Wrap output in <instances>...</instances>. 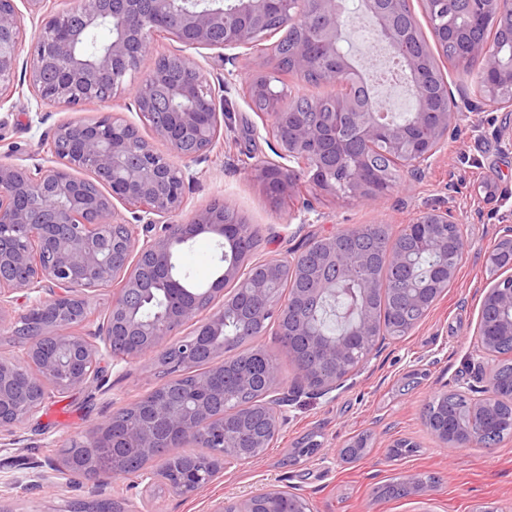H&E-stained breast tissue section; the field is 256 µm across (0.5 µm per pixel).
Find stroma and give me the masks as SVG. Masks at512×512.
<instances>
[{
    "mask_svg": "<svg viewBox=\"0 0 512 512\" xmlns=\"http://www.w3.org/2000/svg\"><path fill=\"white\" fill-rule=\"evenodd\" d=\"M203 75L223 83L217 107L224 110L215 148L194 163L195 178L186 186L188 221L214 202L235 208L258 231L260 247L250 260L259 263L303 250L317 237L356 224H386L400 231L426 208H447L462 219L465 254L455 280L427 315L405 336L385 337L378 350L335 392L313 395L299 388L298 371L280 347L274 331L255 341L277 357L290 400L276 441L252 464L225 471L222 479L195 495L180 497L167 489L146 494L136 475L110 479L107 487L54 473L51 484L33 486V466L50 467L57 451L80 435L132 405L163 383L153 357L131 363H106L102 382L68 392H53L36 421L20 426L14 439L0 440V505L8 512H71L79 502L121 499L125 512H212L222 499L243 497L270 486H285L305 498L311 512H471L474 504L512 507V438L494 449L445 448L422 419L434 396L478 385L490 364L479 353L474 331L483 290L491 280L487 254L512 226V115L479 104L475 77L437 56L460 110L457 127L445 149L424 170L412 189L396 188L378 201L313 198L304 210L301 197L274 204L254 180L255 165L275 160L280 144L270 136L266 114L253 111L245 80L255 68L253 56L233 57L222 49H198ZM142 71L128 75L111 100L79 110L37 106L30 88L0 104V161L36 169L48 156L56 127L71 120L110 115L132 125L140 120L134 103ZM221 250L212 235L202 234L182 247L178 261L197 282L210 285ZM366 454L342 460L339 450L358 437ZM406 438L415 452L393 460V440ZM306 456H297V449ZM431 475L430 495L378 499L375 491L402 473Z\"/></svg>",
    "mask_w": 512,
    "mask_h": 512,
    "instance_id": "stroma-1",
    "label": "stroma"
}]
</instances>
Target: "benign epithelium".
Returning <instances> with one entry per match:
<instances>
[{"label": "benign epithelium", "instance_id": "benign-epithelium-1", "mask_svg": "<svg viewBox=\"0 0 512 512\" xmlns=\"http://www.w3.org/2000/svg\"><path fill=\"white\" fill-rule=\"evenodd\" d=\"M408 0H361L362 10L371 19L380 39L395 53L405 33L399 25L402 5ZM465 22L452 17L444 24L432 23L431 35L438 44L448 43V33L458 38L462 61L478 76L480 99L495 110L512 112V54L505 56L480 36L460 37L466 30L480 31L491 25L512 31V0H467ZM280 9L283 22L306 26L314 24L322 32L315 42L300 41L293 49L294 67L307 72L319 68L346 87L336 96L338 120L319 129L304 121L293 125L292 136L282 145L279 160L254 168V178L268 188L271 197L296 196L303 186L287 173L305 165V157H325L329 163L308 171V186L317 195L336 196V168L346 170V187L351 200L367 201L388 195L381 180L368 163V152L383 142L396 156L398 167L414 179L441 149L448 133L456 128L458 112L448 100V83L436 79L424 53L403 54L410 81L407 91L415 100L410 122H385L379 108L363 104L350 89L362 81L354 73L346 55L338 49L344 10L341 0H80L78 5L57 13L40 24L33 35V54L28 82L37 104L68 108L103 102L100 78L112 81L111 89L122 86L126 77L141 63L152 65L138 85L135 95L139 118L155 139L168 146L169 153L156 151L153 143L130 124L104 116L95 121L65 122L53 135L48 165L37 168L33 176L20 166L0 162V330L16 333L20 321L9 316L12 305L24 301L27 310L21 318L40 322V333L27 343L23 360L0 356V433L32 419L48 398L47 385L75 389L102 377L103 353H113L116 341L131 347L130 354L113 357L122 362L145 355H161L177 349L171 359L177 369L190 370L202 356L209 359L205 373H192L195 396L179 398L177 384L170 382L145 403H135L134 411L144 420L124 430L107 420L85 436L74 438L69 447L87 444L104 448H132L148 459H160L159 471L173 476L178 469L163 455L167 447L162 435L182 444H194L204 429L215 423L213 403L224 400V311L233 302L229 297L212 307L224 283L240 278L243 264L230 263L221 277L201 296L183 292L174 275V248L200 234L226 237L224 204L197 210L186 222L173 217L185 205L186 169L211 149L218 137L220 113L216 95L201 78L199 61L189 54L156 57L154 37L169 35L190 49H254L256 35L271 29L274 9ZM108 26L111 38L84 58L80 44L92 33ZM24 28L15 0H0V97L14 89ZM264 72L256 71L247 83L250 96L269 93ZM194 141L199 150L183 152V145ZM91 172L96 181L106 184V195L91 187V181L74 172ZM137 213L142 225L118 219L114 201ZM423 231L430 240L428 251L440 257L437 273L424 286L407 296L414 308H431L442 284L452 281L465 247L460 220L452 212L431 208L422 211L406 226L403 237ZM364 234L355 225L310 246L314 264L304 256L271 259L264 262L263 275L247 280L250 296L258 302L254 318L276 324L275 331L301 337L306 350L317 355L319 374L301 371L306 383L317 384L319 394L335 391L351 374L345 370L352 359V347L373 334L376 319L371 301L387 291L365 276L359 279L361 300L359 319L347 331L334 337L311 336L304 311L330 295L336 282L351 278L355 267L367 268L373 257L367 251L342 253L338 241ZM386 267L401 273L415 272L409 252L387 253ZM304 284L287 299L277 297L274 285L285 267ZM120 288L101 326L88 328L89 317L74 318L66 309L74 303L87 305V292ZM164 291L162 312L145 317L140 308L154 289ZM497 313L494 332L486 331L484 321L477 328V347L489 356L499 343L512 339V275L487 288L481 311ZM193 333L175 343L169 339L189 325ZM468 398L474 417L469 426L455 419L442 427L431 428L435 440L450 448L482 446L486 424L502 414L505 397L499 390L460 391ZM284 382L276 371L265 373L259 396L263 424H251L247 414L236 413L224 425L236 430V441L224 444V429H214L209 438L214 448L229 447L217 456L205 480L191 475L168 488L189 497L213 482L233 463H254L262 448L278 434L282 423ZM287 489L271 486L244 499L224 500L213 512H283L282 499Z\"/></svg>", "mask_w": 512, "mask_h": 512}]
</instances>
